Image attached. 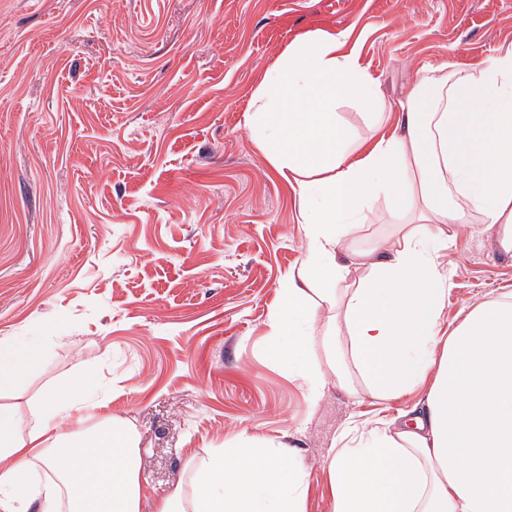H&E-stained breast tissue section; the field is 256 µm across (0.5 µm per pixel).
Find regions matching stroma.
I'll use <instances>...</instances> for the list:
<instances>
[{
  "label": "stroma",
  "instance_id": "obj_1",
  "mask_svg": "<svg viewBox=\"0 0 512 512\" xmlns=\"http://www.w3.org/2000/svg\"><path fill=\"white\" fill-rule=\"evenodd\" d=\"M345 38L393 105L424 69L512 44V0H0V341L41 346L22 405L53 377L133 422L148 503L241 432L294 445L306 512L323 462L374 400L311 401L266 350L305 253L299 205L253 145L252 93L279 52ZM444 317L512 292L486 233L448 247Z\"/></svg>",
  "mask_w": 512,
  "mask_h": 512
}]
</instances>
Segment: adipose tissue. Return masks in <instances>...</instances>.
I'll use <instances>...</instances> for the list:
<instances>
[{
    "label": "adipose tissue",
    "mask_w": 512,
    "mask_h": 512,
    "mask_svg": "<svg viewBox=\"0 0 512 512\" xmlns=\"http://www.w3.org/2000/svg\"><path fill=\"white\" fill-rule=\"evenodd\" d=\"M344 102L370 136L340 121ZM387 110L358 55L326 33L288 44L253 93L251 138L293 190L305 237L268 353L313 401L332 381L381 404L419 395L397 418L343 431L325 460L331 512H512V293L446 326L441 259L453 226L512 251V45L425 69L391 128ZM382 200L393 240L349 249ZM45 363L38 346L0 343V512H143L132 424L88 421L72 380L28 410L15 403ZM310 479L297 449L243 433L190 460L154 512H305Z\"/></svg>",
    "instance_id": "obj_1"
}]
</instances>
